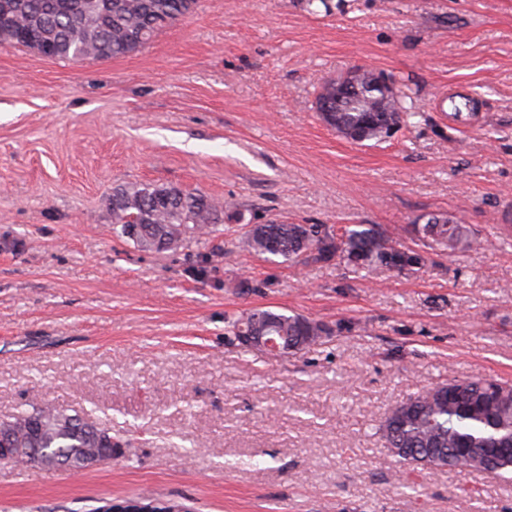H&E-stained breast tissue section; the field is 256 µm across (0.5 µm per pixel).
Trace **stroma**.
<instances>
[{"instance_id":"1","label":"stroma","mask_w":512,"mask_h":512,"mask_svg":"<svg viewBox=\"0 0 512 512\" xmlns=\"http://www.w3.org/2000/svg\"><path fill=\"white\" fill-rule=\"evenodd\" d=\"M393 80L416 116L358 145L314 110L324 79ZM479 100L453 119L445 98ZM231 200L222 260L145 252L102 198L123 182ZM450 213L484 247L416 273L272 262L251 224L412 227ZM512 0H200L139 53L0 46V418L30 399L111 429L81 473L0 463V512L163 494L195 512H512V481L400 473L385 412L442 382L512 384ZM287 310L350 331L295 355L228 343ZM408 488H400V480Z\"/></svg>"}]
</instances>
